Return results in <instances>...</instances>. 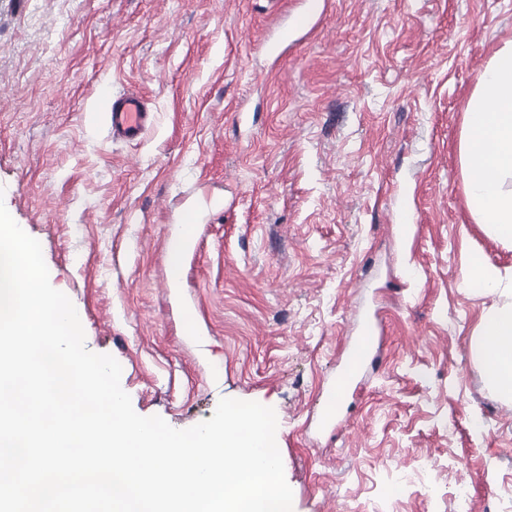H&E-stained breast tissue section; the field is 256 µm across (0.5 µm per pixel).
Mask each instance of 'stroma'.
<instances>
[{"mask_svg": "<svg viewBox=\"0 0 512 512\" xmlns=\"http://www.w3.org/2000/svg\"><path fill=\"white\" fill-rule=\"evenodd\" d=\"M298 6L0 0V201L137 414L274 408L293 512H512V400L476 353L494 300L462 277L511 271L512 246L460 161L512 0H328L269 51ZM124 93L154 114L131 142L106 125ZM369 317L380 365L324 430Z\"/></svg>", "mask_w": 512, "mask_h": 512, "instance_id": "1", "label": "stroma"}]
</instances>
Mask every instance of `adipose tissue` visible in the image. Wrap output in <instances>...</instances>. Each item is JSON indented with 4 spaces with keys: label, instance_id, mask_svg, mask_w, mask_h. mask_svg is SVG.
<instances>
[{
    "label": "adipose tissue",
    "instance_id": "obj_1",
    "mask_svg": "<svg viewBox=\"0 0 512 512\" xmlns=\"http://www.w3.org/2000/svg\"><path fill=\"white\" fill-rule=\"evenodd\" d=\"M461 164L477 223L512 245V43L491 59L465 112ZM463 279L479 293L496 297L478 326L479 374L483 384L512 398V281L495 269H467Z\"/></svg>",
    "mask_w": 512,
    "mask_h": 512
}]
</instances>
